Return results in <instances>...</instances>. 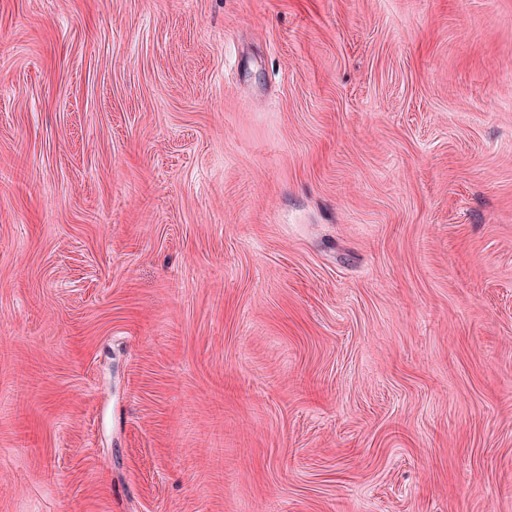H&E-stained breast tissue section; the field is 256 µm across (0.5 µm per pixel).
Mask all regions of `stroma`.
<instances>
[{
	"mask_svg": "<svg viewBox=\"0 0 512 512\" xmlns=\"http://www.w3.org/2000/svg\"><path fill=\"white\" fill-rule=\"evenodd\" d=\"M0 512H512V0H0Z\"/></svg>",
	"mask_w": 512,
	"mask_h": 512,
	"instance_id": "obj_1",
	"label": "stroma"
}]
</instances>
